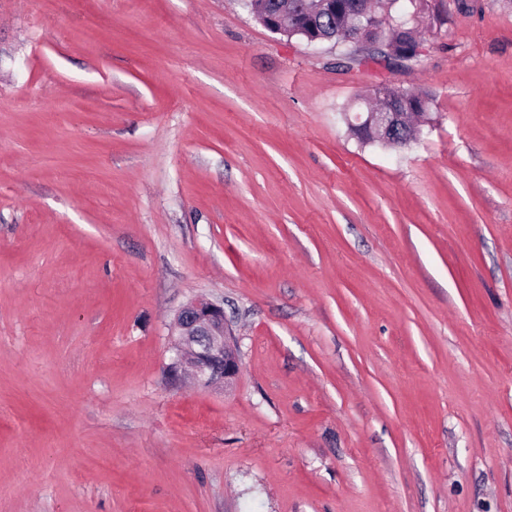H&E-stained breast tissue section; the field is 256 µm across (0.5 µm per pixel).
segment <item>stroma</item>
Instances as JSON below:
<instances>
[{
  "label": "stroma",
  "instance_id": "obj_1",
  "mask_svg": "<svg viewBox=\"0 0 512 512\" xmlns=\"http://www.w3.org/2000/svg\"><path fill=\"white\" fill-rule=\"evenodd\" d=\"M420 31L0 0V512H512V0ZM382 83L408 147L348 129ZM201 297L223 388L170 375ZM400 36L397 40L391 42L387 39L384 46L387 49V55L401 58L414 59L422 54L423 50L420 41L415 37L411 30L400 28ZM225 324L223 305L205 298L187 303L174 323L175 373L184 368L205 389L223 387L235 379L238 353L228 339Z\"/></svg>",
  "mask_w": 512,
  "mask_h": 512
}]
</instances>
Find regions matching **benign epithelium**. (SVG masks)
I'll return each mask as SVG.
<instances>
[{"label":"benign epithelium","instance_id":"obj_1","mask_svg":"<svg viewBox=\"0 0 512 512\" xmlns=\"http://www.w3.org/2000/svg\"><path fill=\"white\" fill-rule=\"evenodd\" d=\"M320 12L352 20L349 42L361 49L372 46L371 39L393 22L386 12L367 11L360 0H319L314 10L307 9L286 20L277 14H268L263 24L273 33L304 32L313 28L315 16ZM399 33L397 40L384 42L388 55L414 59L422 54L421 43L410 30L401 28ZM372 96L382 100L383 107L346 116L350 131L381 144H401L408 116L423 109V99L396 94L385 85L375 87ZM174 335L177 336L174 370L189 371L205 389L219 388L235 379L239 359L236 347L228 339L223 305L205 298L187 303L176 317Z\"/></svg>","mask_w":512,"mask_h":512}]
</instances>
